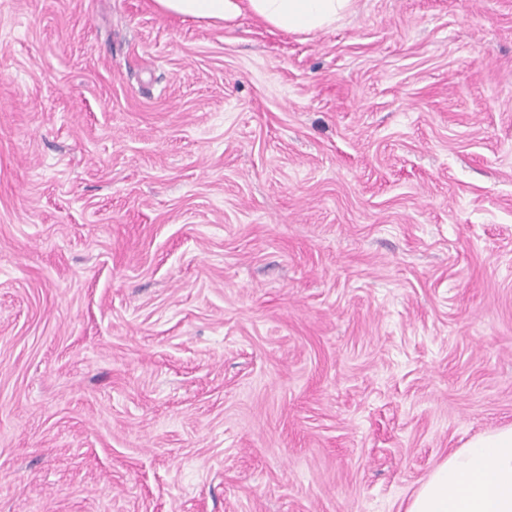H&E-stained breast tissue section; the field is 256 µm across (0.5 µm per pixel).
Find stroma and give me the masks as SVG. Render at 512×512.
<instances>
[{
	"label": "stroma",
	"mask_w": 512,
	"mask_h": 512,
	"mask_svg": "<svg viewBox=\"0 0 512 512\" xmlns=\"http://www.w3.org/2000/svg\"><path fill=\"white\" fill-rule=\"evenodd\" d=\"M508 425L512 0H0V512H405ZM354 0H153L156 11L196 21L224 22L246 10L267 24L304 33L330 28Z\"/></svg>",
	"instance_id": "obj_1"
}]
</instances>
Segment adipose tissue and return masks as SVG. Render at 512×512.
Listing matches in <instances>:
<instances>
[{"instance_id": "adipose-tissue-1", "label": "adipose tissue", "mask_w": 512, "mask_h": 512, "mask_svg": "<svg viewBox=\"0 0 512 512\" xmlns=\"http://www.w3.org/2000/svg\"><path fill=\"white\" fill-rule=\"evenodd\" d=\"M354 0H153L156 11L224 22L249 12L291 33L330 28ZM405 512H512V426L485 433L435 466Z\"/></svg>"}]
</instances>
